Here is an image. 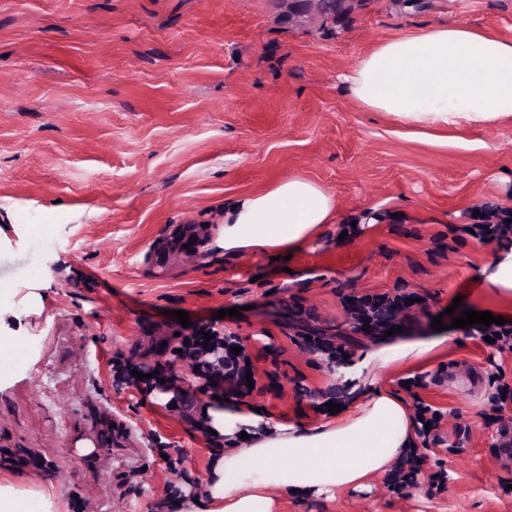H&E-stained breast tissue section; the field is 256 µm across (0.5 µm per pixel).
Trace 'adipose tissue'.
Returning <instances> with one entry per match:
<instances>
[{
  "label": "adipose tissue",
  "instance_id": "1",
  "mask_svg": "<svg viewBox=\"0 0 512 512\" xmlns=\"http://www.w3.org/2000/svg\"><path fill=\"white\" fill-rule=\"evenodd\" d=\"M346 80L363 105L409 124L487 127L512 118V43L464 26L383 43ZM334 209L319 185L291 178L226 205L224 245L295 250L330 223ZM413 437L405 405L383 391L341 420L257 434L247 450L250 468L234 454L217 463L209 478L214 512H274L269 491L282 482L314 493L361 485L411 448Z\"/></svg>",
  "mask_w": 512,
  "mask_h": 512
}]
</instances>
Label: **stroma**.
Segmentation results:
<instances>
[{
  "label": "stroma",
  "mask_w": 512,
  "mask_h": 512,
  "mask_svg": "<svg viewBox=\"0 0 512 512\" xmlns=\"http://www.w3.org/2000/svg\"><path fill=\"white\" fill-rule=\"evenodd\" d=\"M463 25L512 42V0H0V484L30 488L53 512H181L183 488L158 451L181 449L206 477V442L158 392L116 383L109 359L166 363L165 339L195 325L240 336L256 368L246 407L270 428L331 421L376 388L405 406V378L446 411L436 452L446 492L401 496L386 474L333 495L275 488L277 512H512V467L486 416L491 347L445 310L502 316L480 275L495 246L448 229L512 206V119L493 127L402 124L343 80L382 42ZM291 177L320 185L334 220L294 250H224V206ZM402 285L427 295L401 332L356 331L346 294ZM241 307L240 317L215 311ZM446 340L422 360L364 357L393 343ZM304 322L351 338L358 378L295 342ZM277 377H267L273 361ZM478 371L473 395L448 375ZM111 428L95 463L70 450ZM40 454L44 468L16 462Z\"/></svg>",
  "instance_id": "1"
}]
</instances>
